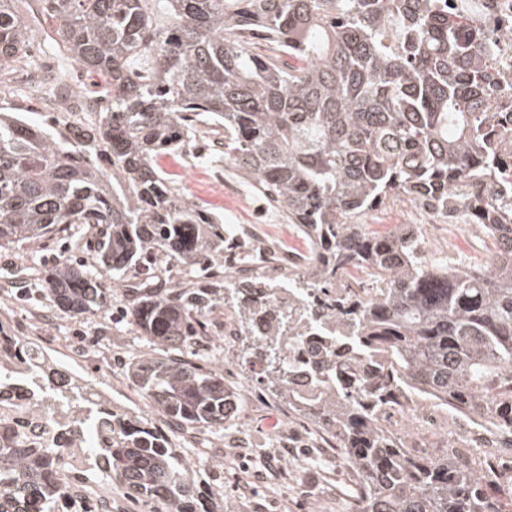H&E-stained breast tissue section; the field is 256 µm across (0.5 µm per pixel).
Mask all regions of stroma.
Returning a JSON list of instances; mask_svg holds the SVG:
<instances>
[{"mask_svg":"<svg viewBox=\"0 0 512 512\" xmlns=\"http://www.w3.org/2000/svg\"><path fill=\"white\" fill-rule=\"evenodd\" d=\"M18 8L29 24V70L40 82L27 84L13 74L0 87V108L55 128L71 109L63 87L82 93L94 79L79 65H61L62 53L51 44V28L39 0H19ZM161 165L174 174L182 195L206 204L258 245L307 251L306 238L274 212L257 215L259 196L230 164L210 163L188 152L164 156ZM435 235V257L452 251L478 263L490 258L492 245L476 226L439 224ZM63 257L62 248L55 245L24 251L0 248V330L73 363L84 377L99 382L116 412L150 414L126 375V362L145 352L147 345L124 314L120 286H113L110 307L98 319L60 311L43 296L42 270ZM208 323L207 336L185 348L184 357L203 353L217 369L233 370L230 384L239 395L242 414L219 436L203 428L177 434L175 443L193 462L196 478L222 504L223 512H352L357 480L335 439L294 413L286 400L261 388L245 369V346L233 333L236 323L230 313L217 309Z\"/></svg>","mask_w":512,"mask_h":512,"instance_id":"stroma-1","label":"stroma"}]
</instances>
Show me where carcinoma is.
Here are the masks:
<instances>
[{
  "label": "carcinoma",
  "mask_w": 512,
  "mask_h": 512,
  "mask_svg": "<svg viewBox=\"0 0 512 512\" xmlns=\"http://www.w3.org/2000/svg\"><path fill=\"white\" fill-rule=\"evenodd\" d=\"M0 0V75L29 64L28 24ZM52 41L98 78L91 120L68 133L0 112V248L87 226L94 266L65 260L43 279L53 304L103 312L118 283L145 272L129 314L152 350L127 377L177 429L224 431L238 394L178 351L219 307L248 341L267 391L335 438L360 485L353 512H500L461 455H419L390 427L416 397L496 428L512 448V153L484 60L495 42L443 0H41ZM224 131L225 162L309 241L288 276L251 263L231 224L177 192L159 157ZM405 199L476 224L485 265L427 259L400 226L363 217ZM240 269L219 279L221 251ZM196 275L175 288L157 257ZM358 271L365 299L348 290ZM287 286L298 307L277 304ZM325 343L301 357L310 332ZM375 368H365L364 360ZM0 388L25 389L28 437L0 407V512H83L87 490L61 485L71 458L92 464L147 512H216L192 463L153 420L90 400V380L43 348L19 346ZM306 373L315 391L295 387Z\"/></svg>",
  "instance_id": "cac0c4a2"
}]
</instances>
